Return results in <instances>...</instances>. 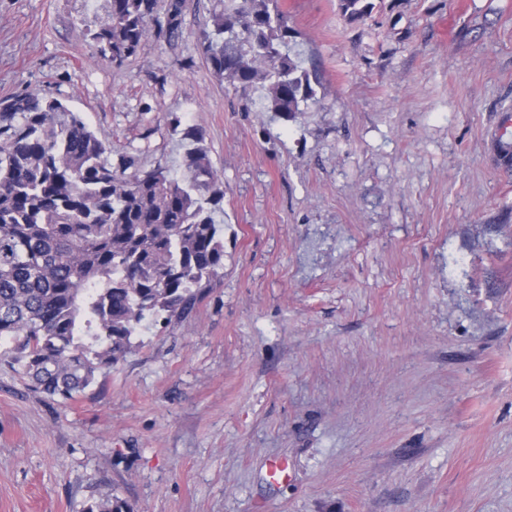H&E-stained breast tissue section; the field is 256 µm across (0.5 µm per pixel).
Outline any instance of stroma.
<instances>
[{"label": "stroma", "mask_w": 512, "mask_h": 512, "mask_svg": "<svg viewBox=\"0 0 512 512\" xmlns=\"http://www.w3.org/2000/svg\"><path fill=\"white\" fill-rule=\"evenodd\" d=\"M374 3L280 0L320 76L289 120L207 65L219 0L120 66L104 0H0V98L52 92L148 170L194 127L224 186L186 317L73 400L0 363V512H512V0ZM374 7L371 0H339V9L350 22L364 20L370 16Z\"/></svg>", "instance_id": "obj_1"}]
</instances>
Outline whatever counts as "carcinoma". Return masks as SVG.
<instances>
[{"mask_svg":"<svg viewBox=\"0 0 512 512\" xmlns=\"http://www.w3.org/2000/svg\"><path fill=\"white\" fill-rule=\"evenodd\" d=\"M94 39L113 63L134 56L153 25L179 35L184 0H106ZM350 22L371 0H339ZM204 33L212 70L236 88L260 82L268 112L294 120L320 85L303 66L279 0H224ZM177 177L115 166L105 139L50 94L0 100V357L31 386L71 400L132 347L143 322L180 319L224 269L215 213L224 199L203 144ZM84 512H130L113 494Z\"/></svg>","mask_w":512,"mask_h":512,"instance_id":"obj_1","label":"carcinoma"}]
</instances>
